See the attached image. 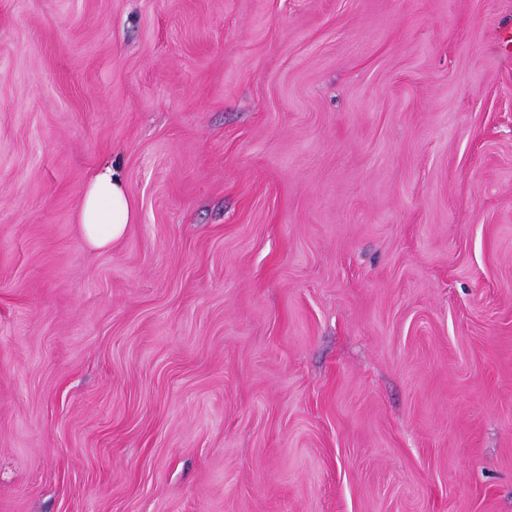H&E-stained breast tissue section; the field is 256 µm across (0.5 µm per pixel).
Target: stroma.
Instances as JSON below:
<instances>
[{
    "label": "stroma",
    "instance_id": "1",
    "mask_svg": "<svg viewBox=\"0 0 512 512\" xmlns=\"http://www.w3.org/2000/svg\"><path fill=\"white\" fill-rule=\"evenodd\" d=\"M510 26L0 0V512H512ZM79 224L86 242L106 249L121 239L134 224L135 208L119 171L113 166L89 176L79 209Z\"/></svg>",
    "mask_w": 512,
    "mask_h": 512
}]
</instances>
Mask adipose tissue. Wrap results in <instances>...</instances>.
Wrapping results in <instances>:
<instances>
[{
  "label": "adipose tissue",
  "mask_w": 512,
  "mask_h": 512,
  "mask_svg": "<svg viewBox=\"0 0 512 512\" xmlns=\"http://www.w3.org/2000/svg\"><path fill=\"white\" fill-rule=\"evenodd\" d=\"M86 242L105 249L121 239L135 221V208L117 169L105 167L89 176L79 209Z\"/></svg>",
  "instance_id": "ef3b65f1"
}]
</instances>
